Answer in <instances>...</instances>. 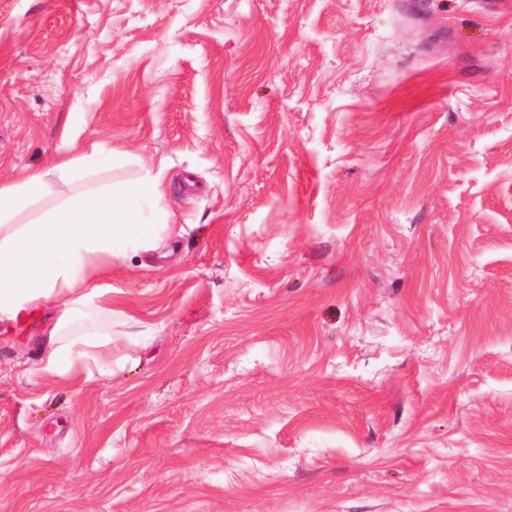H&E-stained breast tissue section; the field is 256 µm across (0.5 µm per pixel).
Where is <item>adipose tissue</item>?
<instances>
[{
	"instance_id": "obj_1",
	"label": "adipose tissue",
	"mask_w": 512,
	"mask_h": 512,
	"mask_svg": "<svg viewBox=\"0 0 512 512\" xmlns=\"http://www.w3.org/2000/svg\"><path fill=\"white\" fill-rule=\"evenodd\" d=\"M122 156L100 146L0 186V323L18 327L50 300L61 301L42 360L43 371L54 377L111 371L112 286L101 272L128 254L157 249L168 237L163 175L79 191L35 220L21 224L17 218L49 194L51 177L80 183L90 170L113 169Z\"/></svg>"
}]
</instances>
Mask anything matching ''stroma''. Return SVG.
I'll return each instance as SVG.
<instances>
[{"instance_id": "1", "label": "stroma", "mask_w": 512, "mask_h": 512, "mask_svg": "<svg viewBox=\"0 0 512 512\" xmlns=\"http://www.w3.org/2000/svg\"><path fill=\"white\" fill-rule=\"evenodd\" d=\"M100 145L175 232L0 334V512H512V9L0 0V185Z\"/></svg>"}]
</instances>
